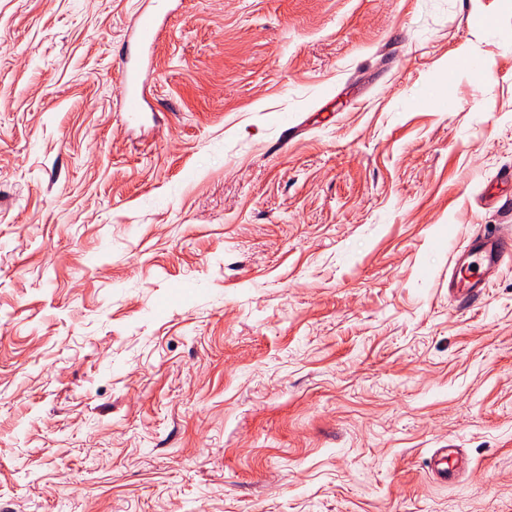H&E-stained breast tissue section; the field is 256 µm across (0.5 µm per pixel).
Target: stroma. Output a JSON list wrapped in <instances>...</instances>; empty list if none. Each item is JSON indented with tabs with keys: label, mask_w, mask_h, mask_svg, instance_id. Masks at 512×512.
I'll return each instance as SVG.
<instances>
[{
	"label": "stroma",
	"mask_w": 512,
	"mask_h": 512,
	"mask_svg": "<svg viewBox=\"0 0 512 512\" xmlns=\"http://www.w3.org/2000/svg\"><path fill=\"white\" fill-rule=\"evenodd\" d=\"M135 3L0 0V512H512V0ZM153 5L154 3L151 1H138L137 10L128 31V40L133 41L147 53H151L155 49L161 28L160 15L152 8ZM127 64L128 61L125 58L120 72V77L128 89L124 108L126 112L134 115L143 112L144 103H148L144 95L145 80L141 79L140 71L137 68L129 67ZM477 234L470 239L467 252L455 260L457 289L466 297H475L484 290L483 276L512 259V231ZM472 265L477 269L473 270Z\"/></svg>",
	"instance_id": "stroma-1"
}]
</instances>
